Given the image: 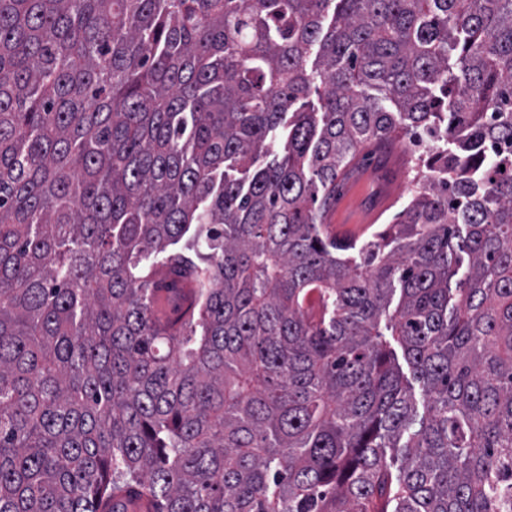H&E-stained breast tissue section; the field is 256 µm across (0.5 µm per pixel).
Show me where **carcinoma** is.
Segmentation results:
<instances>
[{
	"label": "carcinoma",
	"mask_w": 512,
	"mask_h": 512,
	"mask_svg": "<svg viewBox=\"0 0 512 512\" xmlns=\"http://www.w3.org/2000/svg\"><path fill=\"white\" fill-rule=\"evenodd\" d=\"M133 496L512 512V0H0V512ZM422 150L409 135L400 133L385 144L370 141L355 159L354 177L336 183V204L327 213L323 231L340 240L363 238L381 230L411 196L409 177ZM410 174V175H409ZM361 182L355 187V184ZM358 215L374 217L368 224H348Z\"/></svg>",
	"instance_id": "cac0c4a2"
}]
</instances>
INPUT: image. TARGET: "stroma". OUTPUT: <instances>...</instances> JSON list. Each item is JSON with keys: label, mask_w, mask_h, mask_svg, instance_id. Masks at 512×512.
I'll use <instances>...</instances> for the list:
<instances>
[{"label": "stroma", "mask_w": 512, "mask_h": 512, "mask_svg": "<svg viewBox=\"0 0 512 512\" xmlns=\"http://www.w3.org/2000/svg\"><path fill=\"white\" fill-rule=\"evenodd\" d=\"M419 152L403 134L385 144H364L355 159L354 178L337 183L336 202L324 220L325 235L363 238L390 222L411 196L409 176Z\"/></svg>", "instance_id": "stroma-1"}]
</instances>
